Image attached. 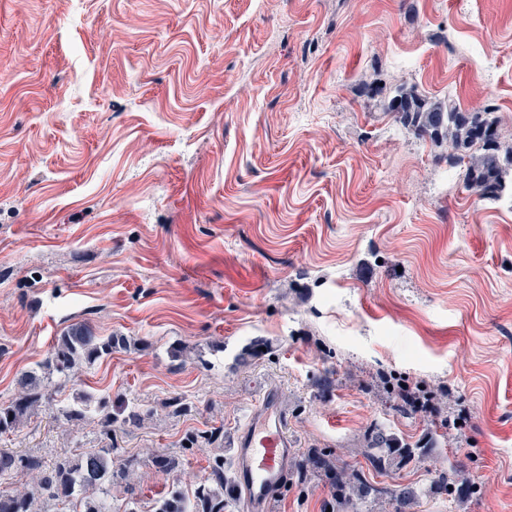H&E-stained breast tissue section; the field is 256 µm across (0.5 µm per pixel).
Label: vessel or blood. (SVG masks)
Segmentation results:
<instances>
[{"instance_id":"1","label":"vessel or blood","mask_w":512,"mask_h":512,"mask_svg":"<svg viewBox=\"0 0 512 512\" xmlns=\"http://www.w3.org/2000/svg\"><path fill=\"white\" fill-rule=\"evenodd\" d=\"M240 496L261 512L287 482L296 444L288 432V410L277 390H267L233 441Z\"/></svg>"}]
</instances>
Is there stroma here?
<instances>
[{
	"label": "stroma",
	"instance_id": "stroma-1",
	"mask_svg": "<svg viewBox=\"0 0 512 512\" xmlns=\"http://www.w3.org/2000/svg\"><path fill=\"white\" fill-rule=\"evenodd\" d=\"M374 81L492 107L512 145V0H0V404L73 323L133 343L62 380L108 398L111 435L43 410L0 448L137 457L112 508L153 512L152 457L193 489L222 453L232 481L273 388L298 454L422 489L408 512H512V207L471 195ZM377 427L420 455L374 469ZM453 460L462 492L434 489ZM329 498L292 480L267 512Z\"/></svg>",
	"mask_w": 512,
	"mask_h": 512
}]
</instances>
